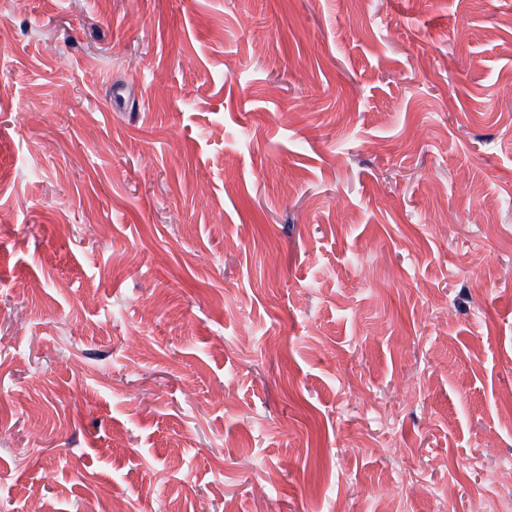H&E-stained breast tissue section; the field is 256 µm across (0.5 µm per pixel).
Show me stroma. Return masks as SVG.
<instances>
[{"label":"stroma","mask_w":512,"mask_h":512,"mask_svg":"<svg viewBox=\"0 0 512 512\" xmlns=\"http://www.w3.org/2000/svg\"><path fill=\"white\" fill-rule=\"evenodd\" d=\"M0 212V512L512 499V0H0Z\"/></svg>","instance_id":"35a3bbf8"}]
</instances>
